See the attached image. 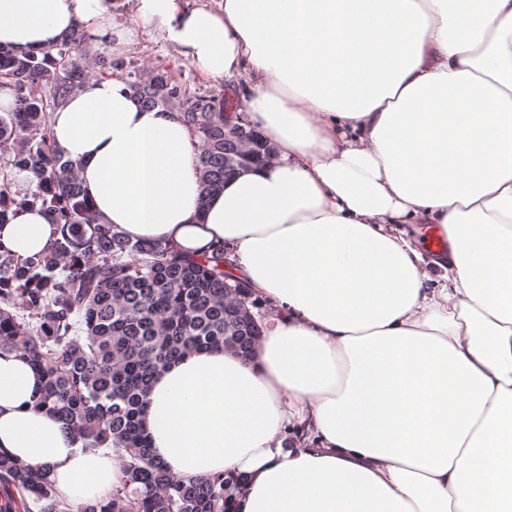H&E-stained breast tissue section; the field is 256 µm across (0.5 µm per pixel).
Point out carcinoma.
Segmentation results:
<instances>
[{
    "label": "carcinoma",
    "instance_id": "carcinoma-1",
    "mask_svg": "<svg viewBox=\"0 0 512 512\" xmlns=\"http://www.w3.org/2000/svg\"><path fill=\"white\" fill-rule=\"evenodd\" d=\"M76 25L52 48L0 46V91L14 108L0 113V225L11 205L40 206L55 225L44 253L17 257L0 245V350L27 359L44 381L39 405L57 415L85 448H106L123 477L109 496L72 505L44 467L0 453V512H231L237 481L222 474L184 479L153 456L141 414L154 377L200 349L251 353L264 332L247 281L226 270V252L183 255L156 241L133 242L101 224L83 198L76 164L51 134L52 113L101 68L124 81L146 108L179 113L193 136L201 199L241 167L273 156L265 137L226 90L178 83L164 68L125 72ZM36 178L16 190L14 171Z\"/></svg>",
    "mask_w": 512,
    "mask_h": 512
}]
</instances>
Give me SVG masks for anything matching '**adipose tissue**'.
I'll list each match as a JSON object with an SVG mask.
<instances>
[{"label": "adipose tissue", "mask_w": 512, "mask_h": 512, "mask_svg": "<svg viewBox=\"0 0 512 512\" xmlns=\"http://www.w3.org/2000/svg\"><path fill=\"white\" fill-rule=\"evenodd\" d=\"M219 2L134 13L235 87L271 161L205 202L189 129L122 79L52 116L101 223L192 255L230 247L273 311L249 356L160 372L152 453L187 479L241 477L233 512H512V0ZM112 7L0 0V43L47 49L80 24L122 45ZM54 231L28 207L0 246L25 258ZM41 389L0 352V451L71 502L106 498L120 467L39 408Z\"/></svg>", "instance_id": "ef3b65f1"}]
</instances>
